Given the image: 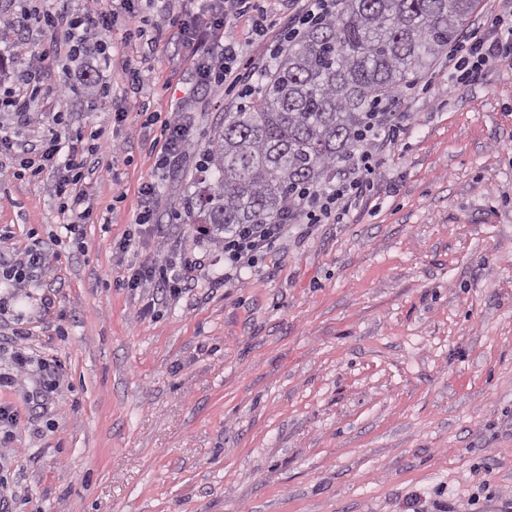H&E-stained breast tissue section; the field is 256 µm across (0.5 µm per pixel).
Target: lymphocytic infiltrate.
<instances>
[{"label": "lymphocytic infiltrate", "instance_id": "lymphocytic-infiltrate-1", "mask_svg": "<svg viewBox=\"0 0 512 512\" xmlns=\"http://www.w3.org/2000/svg\"><path fill=\"white\" fill-rule=\"evenodd\" d=\"M250 17L256 33L268 29V14L255 0H198L196 12L180 20L178 34L195 46V65L207 83L236 85L240 75L235 69L238 57L236 29L243 17ZM466 56L449 52L462 82L475 81L487 64L504 59L512 61V47L501 37L471 34ZM409 119L408 113H399L391 119H376L364 132L357 156L344 163V170L336 184L319 188L299 197L291 204L294 214L304 216L308 224H325L335 216L348 212L357 200L372 187L377 169L378 151L395 145ZM60 116L46 122L48 130L40 144L39 171H49L62 165L64 173L51 182L54 195L61 201V209L71 224L89 223L93 212L88 204L89 193L85 180L89 176L86 157L73 152L62 154L58 127ZM279 224H251L242 231L224 239V261L232 270L250 264L253 257L272 247L282 235Z\"/></svg>", "mask_w": 512, "mask_h": 512}]
</instances>
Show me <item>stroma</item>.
<instances>
[{
    "label": "stroma",
    "instance_id": "35a3bbf8",
    "mask_svg": "<svg viewBox=\"0 0 512 512\" xmlns=\"http://www.w3.org/2000/svg\"><path fill=\"white\" fill-rule=\"evenodd\" d=\"M266 8L267 35L237 27L245 79L227 92L200 83L186 41L126 39L112 0H0V88L30 112L0 111V250L53 258L30 287L0 288V358L23 328L48 360L0 387L16 414L0 425L10 512H512V65L462 84L443 53L410 75L397 109L411 120L363 200L286 225L228 281L187 213L201 149L275 65L288 13ZM46 12L86 22L88 75ZM142 61L138 86L125 69ZM45 112L98 167L92 221L73 232L21 165ZM155 112L194 122L195 151L164 170ZM160 258L188 280L178 299L126 285Z\"/></svg>",
    "mask_w": 512,
    "mask_h": 512
}]
</instances>
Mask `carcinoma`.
<instances>
[{
	"label": "carcinoma",
	"mask_w": 512,
	"mask_h": 512,
	"mask_svg": "<svg viewBox=\"0 0 512 512\" xmlns=\"http://www.w3.org/2000/svg\"><path fill=\"white\" fill-rule=\"evenodd\" d=\"M477 0H339L288 45L264 93L224 113L203 150L188 220L218 243L275 224L299 190L336 176L367 117L448 49Z\"/></svg>",
	"instance_id": "obj_1"
}]
</instances>
